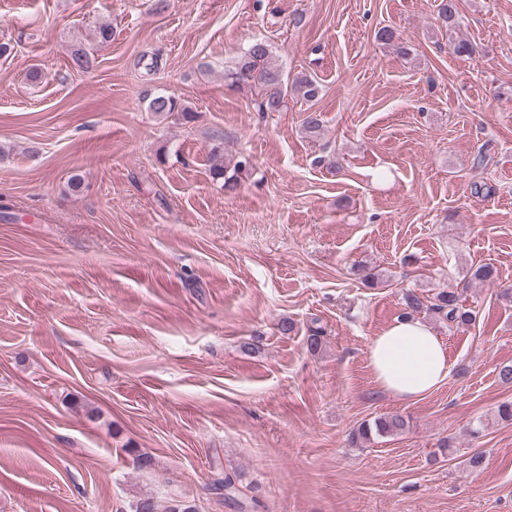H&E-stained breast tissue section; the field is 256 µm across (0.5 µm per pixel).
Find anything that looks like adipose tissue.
Wrapping results in <instances>:
<instances>
[{"instance_id": "obj_1", "label": "adipose tissue", "mask_w": 512, "mask_h": 512, "mask_svg": "<svg viewBox=\"0 0 512 512\" xmlns=\"http://www.w3.org/2000/svg\"><path fill=\"white\" fill-rule=\"evenodd\" d=\"M368 363L377 386L405 402L417 401L445 382L452 364L431 322L400 319L374 336Z\"/></svg>"}]
</instances>
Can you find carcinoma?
<instances>
[{"mask_svg": "<svg viewBox=\"0 0 512 512\" xmlns=\"http://www.w3.org/2000/svg\"><path fill=\"white\" fill-rule=\"evenodd\" d=\"M439 16L448 28L455 27L458 9L454 0H442ZM227 87L237 90L242 87L259 88L264 92L259 110L262 112H279L284 106L288 92H297L307 101L315 100L321 92V84L313 77L298 76L289 81L282 67L275 60L269 45L264 41H255L243 52L235 66L224 71ZM148 110L156 115L177 114L190 122L195 118V111L184 100L172 93H156L148 103ZM252 159L242 154L238 157L233 172H228L222 164H215L211 169L212 177L224 180V189L232 191L238 184V173L250 168ZM470 279L491 283L497 279V272L490 264H481L469 270ZM405 317L421 314L432 315L448 323V326L467 325L473 321L472 311L463 307L460 295L455 288H444L430 300L414 291H407L404 296ZM406 420L400 415H383L372 420L363 421L352 433L351 442L367 443L377 438L397 435L405 430Z\"/></svg>", "mask_w": 512, "mask_h": 512, "instance_id": "1", "label": "carcinoma"}]
</instances>
